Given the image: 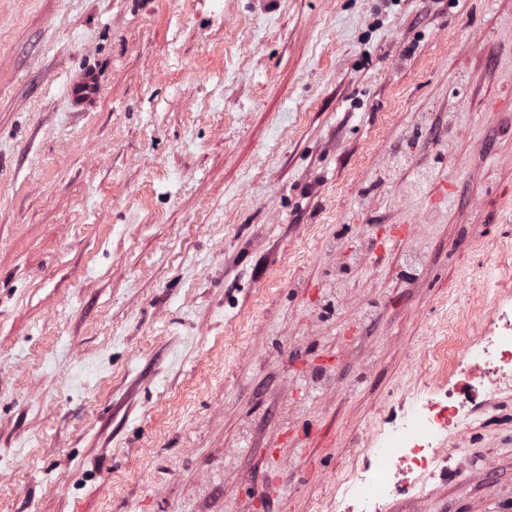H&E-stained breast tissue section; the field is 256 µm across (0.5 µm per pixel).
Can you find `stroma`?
Masks as SVG:
<instances>
[{"instance_id": "35a3bbf8", "label": "stroma", "mask_w": 512, "mask_h": 512, "mask_svg": "<svg viewBox=\"0 0 512 512\" xmlns=\"http://www.w3.org/2000/svg\"><path fill=\"white\" fill-rule=\"evenodd\" d=\"M500 304L512 0H0V512H343ZM460 431L382 512H512ZM99 87L94 74L83 73L72 81L68 95L76 106H80L96 97Z\"/></svg>"}]
</instances>
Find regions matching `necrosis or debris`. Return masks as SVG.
<instances>
[{
  "instance_id": "obj_1",
  "label": "necrosis or debris",
  "mask_w": 512,
  "mask_h": 512,
  "mask_svg": "<svg viewBox=\"0 0 512 512\" xmlns=\"http://www.w3.org/2000/svg\"><path fill=\"white\" fill-rule=\"evenodd\" d=\"M449 368L447 383L374 435L373 464L348 475L341 496L358 512H381L390 494L410 490L419 476L435 471L446 454L444 441L474 406L512 387V308L493 309L479 334L457 345Z\"/></svg>"
}]
</instances>
